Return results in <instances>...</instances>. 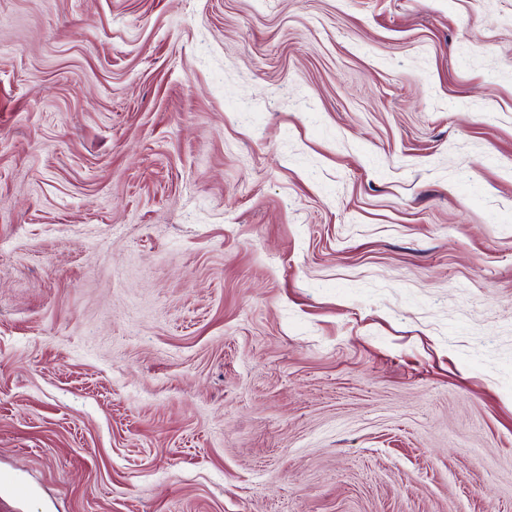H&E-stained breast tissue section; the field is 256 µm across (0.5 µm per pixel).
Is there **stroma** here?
I'll return each mask as SVG.
<instances>
[{
  "instance_id": "stroma-1",
  "label": "stroma",
  "mask_w": 512,
  "mask_h": 512,
  "mask_svg": "<svg viewBox=\"0 0 512 512\" xmlns=\"http://www.w3.org/2000/svg\"><path fill=\"white\" fill-rule=\"evenodd\" d=\"M0 512H512V0H0Z\"/></svg>"
}]
</instances>
